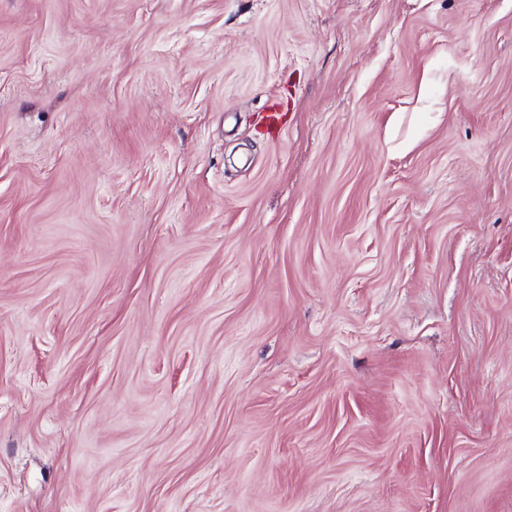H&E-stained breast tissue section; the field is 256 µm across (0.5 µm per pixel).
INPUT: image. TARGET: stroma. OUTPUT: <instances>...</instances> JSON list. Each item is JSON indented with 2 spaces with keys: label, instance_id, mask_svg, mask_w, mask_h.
I'll return each instance as SVG.
<instances>
[{
  "label": "stroma",
  "instance_id": "1",
  "mask_svg": "<svg viewBox=\"0 0 512 512\" xmlns=\"http://www.w3.org/2000/svg\"><path fill=\"white\" fill-rule=\"evenodd\" d=\"M0 512H512V0H0Z\"/></svg>",
  "mask_w": 512,
  "mask_h": 512
}]
</instances>
